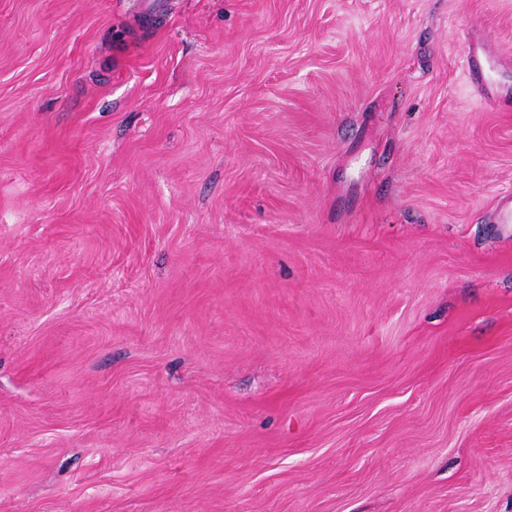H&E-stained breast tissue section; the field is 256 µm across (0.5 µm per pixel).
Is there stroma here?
Segmentation results:
<instances>
[{"mask_svg": "<svg viewBox=\"0 0 512 512\" xmlns=\"http://www.w3.org/2000/svg\"><path fill=\"white\" fill-rule=\"evenodd\" d=\"M146 2L0 0V512H512V0ZM464 58L473 83L486 91L489 71L495 65L493 53L485 43L468 41L464 47Z\"/></svg>", "mask_w": 512, "mask_h": 512, "instance_id": "35a3bbf8", "label": "stroma"}]
</instances>
